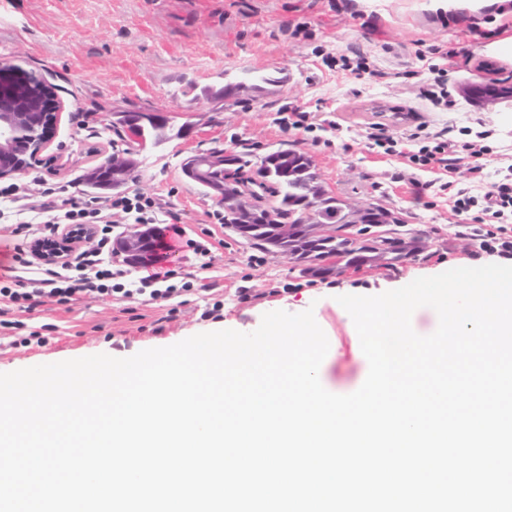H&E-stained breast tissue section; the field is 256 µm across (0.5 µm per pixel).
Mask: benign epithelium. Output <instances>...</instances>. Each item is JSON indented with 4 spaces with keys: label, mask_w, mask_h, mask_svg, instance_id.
<instances>
[{
    "label": "benign epithelium",
    "mask_w": 512,
    "mask_h": 512,
    "mask_svg": "<svg viewBox=\"0 0 512 512\" xmlns=\"http://www.w3.org/2000/svg\"><path fill=\"white\" fill-rule=\"evenodd\" d=\"M60 88L41 72H24L11 62L0 59V180L12 179L26 173L38 162V156L52 138L58 113L64 111L65 102ZM478 92L486 101L494 102L504 94L512 93L507 83L493 79ZM113 124L126 131L127 148L119 161L104 162L87 173V178L118 190L127 184L129 169L137 164L140 149L151 138L153 129L164 124L165 116L156 112H114ZM32 127L38 136L20 145L17 132ZM233 150L214 149L188 157L182 172L190 180L204 184L207 174L231 163ZM92 228L83 227L50 239L32 242L31 250L44 263H55L75 244L91 238ZM152 233L138 224H132L117 241V249L135 264L143 258Z\"/></svg>",
    "instance_id": "7a95c632"
}]
</instances>
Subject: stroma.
Masks as SVG:
<instances>
[{
  "label": "stroma",
  "instance_id": "stroma-1",
  "mask_svg": "<svg viewBox=\"0 0 512 512\" xmlns=\"http://www.w3.org/2000/svg\"><path fill=\"white\" fill-rule=\"evenodd\" d=\"M502 0H0V59L53 77L66 110L40 161L15 182L26 207L40 209L53 184L76 185L122 141L112 130L118 110L160 112L185 136L146 143L126 193H145L163 216H176L188 237L212 245L208 257L181 248L173 260L185 284L170 298L78 295L15 312V329L0 328V373L105 353L126 358L223 329L255 331L264 313L313 309L329 340L332 381L351 384L366 360L341 295L382 293L419 277L497 262L469 227L479 208L458 214L445 195L412 193V180L434 175L407 159L377 153L366 128L393 135L463 129L487 131L488 179L512 162V98L485 103L469 87L493 77L512 81V12ZM458 49L448 68L453 106L427 95L432 81L420 54ZM363 56L376 77L357 81L328 68L326 56ZM270 76L253 88L251 76ZM231 85L229 99L218 91ZM313 114L311 130L283 131L284 108ZM248 150L260 161L276 149H301L321 182L351 206L375 204L394 213L400 232L427 248L395 268H365L325 280L300 274L287 256L252 248L226 229L224 206L182 172L201 150ZM39 333L40 341L29 338Z\"/></svg>",
  "mask_w": 512,
  "mask_h": 512
}]
</instances>
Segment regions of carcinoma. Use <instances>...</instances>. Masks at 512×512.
Masks as SVG:
<instances>
[{
    "mask_svg": "<svg viewBox=\"0 0 512 512\" xmlns=\"http://www.w3.org/2000/svg\"><path fill=\"white\" fill-rule=\"evenodd\" d=\"M210 179L252 201L249 211L224 206V223L258 226L253 247L288 255L311 277H337L352 265L390 267L424 248L419 236L395 232L387 237L388 249L376 250L365 232L375 224H396L397 218L385 209H347L325 194L310 155L301 150L278 149L254 167L248 154L237 152L233 165L212 172Z\"/></svg>",
    "mask_w": 512,
    "mask_h": 512,
    "instance_id": "obj_1",
    "label": "carcinoma"
}]
</instances>
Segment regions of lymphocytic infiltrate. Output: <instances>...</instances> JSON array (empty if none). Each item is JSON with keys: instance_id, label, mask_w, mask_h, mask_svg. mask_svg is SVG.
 <instances>
[{"instance_id": "f902f5d3", "label": "lymphocytic infiltrate", "mask_w": 512, "mask_h": 512, "mask_svg": "<svg viewBox=\"0 0 512 512\" xmlns=\"http://www.w3.org/2000/svg\"><path fill=\"white\" fill-rule=\"evenodd\" d=\"M367 138L386 155L407 157L409 162L424 170L448 172V180L439 183L437 189L447 196L454 212H465L476 199H483L484 213L491 223L497 224L498 234L483 241L482 246L503 259H512V229L507 226L508 219L512 218V165L507 167L501 179L489 184L485 181L484 148L466 144L467 156L459 158L454 141L448 140L444 132L427 134L418 150L410 152L405 149V138L393 136L377 123L371 124ZM480 186L485 192L478 198L472 190ZM42 210L52 215L40 230L42 237L89 225L94 229L95 243L53 265L25 259L23 245H16L18 264L12 275L0 283L1 328L11 325L6 318L8 310L33 311L45 297L66 303L73 296L89 293H118L125 297L146 294L153 300L164 299L174 293L172 281L178 271L172 262L155 267L134 284L125 265L113 257L112 212L130 215L139 224L156 223L159 205L153 197L136 193L93 203L68 196L65 187L61 186L53 200L43 204Z\"/></svg>"}]
</instances>
